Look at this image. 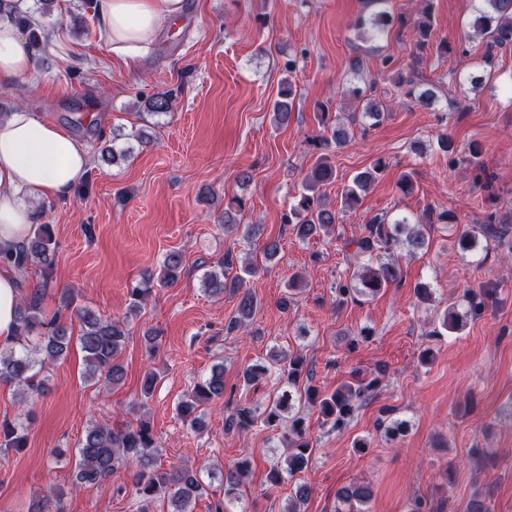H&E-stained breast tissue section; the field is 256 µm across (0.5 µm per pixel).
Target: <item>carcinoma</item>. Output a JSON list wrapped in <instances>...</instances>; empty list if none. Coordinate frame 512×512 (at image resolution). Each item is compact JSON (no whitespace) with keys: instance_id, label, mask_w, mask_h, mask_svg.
<instances>
[{"instance_id":"1","label":"carcinoma","mask_w":512,"mask_h":512,"mask_svg":"<svg viewBox=\"0 0 512 512\" xmlns=\"http://www.w3.org/2000/svg\"><path fill=\"white\" fill-rule=\"evenodd\" d=\"M391 0H366L372 11L359 16L354 28L357 36L363 40L382 38L393 23L409 25L417 55L414 65L406 73H398L394 79L395 87L403 89L404 95L417 104L431 108L439 100L438 91L441 83L423 78L419 68V54L433 44L432 3L420 0V8L411 22L402 17H393L389 10ZM477 14L472 27L475 34L487 37L483 62L493 64L494 57L500 52L512 51V0H479ZM364 86L354 87L349 93L361 102V111L349 114L348 123L329 120L326 110L320 112V122L324 131L331 135L321 139V145L329 149L339 148L349 141L348 127L359 124L361 128L377 125L385 115L380 102L374 98L376 79L363 80ZM294 93L290 79L285 78L280 84L278 98L273 103L275 122L285 126L292 112V103L287 101ZM173 95L170 92L157 93L147 101V108L163 114L171 110ZM437 148L448 155V164L457 163L454 141L443 132L436 138ZM385 168V161L376 160L369 169L357 173L343 195L344 208H354L361 201L362 194L373 185L377 174ZM335 176L328 154L321 155L303 182V192L291 206L287 222L293 225L298 238L308 239L320 233H326L339 221L338 213L327 208L318 194L319 186ZM504 232L495 224V215L490 214L481 224L462 231L459 245L463 250L472 249L478 237L485 241L501 242ZM355 246L354 256L361 264V269L354 279L336 285V304L342 305L358 296L374 297L386 288L396 285L401 279L399 260H383L393 249L407 245V256L413 257L417 252L428 247L424 233L409 232V220L406 217L390 220L385 215L374 216L364 225L361 237L350 241ZM3 260L20 271L30 266H39L43 274H49L55 265V247L51 226L40 224L34 235L26 239L14 252L3 256ZM184 268V257L180 251L166 254L154 280L130 291L128 314L141 312L153 285L162 288L174 285ZM258 266L247 264L234 267L233 258L225 256L218 268L205 274L207 291L221 295L229 289L240 295L235 314L228 323L227 330L243 329L253 320L258 302L255 294L247 287L249 279L256 277ZM492 295L483 291L467 293L464 301L465 313L456 308H447L442 313L443 331L461 330L464 319L478 318L489 306ZM43 294L35 292L20 298L17 310V326L12 346L0 349V383L14 384L39 394L47 388L51 376L49 365L64 359L70 352L72 340H77L84 354L87 380L106 389L120 385L125 378V371L119 357L128 337L127 321L104 320L93 312L78 308L74 310L79 321L80 334L72 336L68 325L60 321V312L48 313L43 305ZM269 364H253L242 372L245 385H250L263 377L276 375L278 387L286 391L273 393L263 405L239 407L225 419V425L239 428L261 426L277 430L288 449L287 466L274 464L268 474L270 486L276 488L286 478L306 470L312 461V446L308 439L305 419L300 412H287L291 408L292 395L298 396L299 402L319 409L325 421L335 429L347 427L356 412L370 400L381 384L380 376H363L351 374V378L342 383L332 393H321L311 385L313 376L307 369L306 361L301 355L273 352L268 355ZM224 397V367L215 366L211 373L195 382L177 405V415L183 423L195 430L203 428V418L198 410L203 405ZM27 427L24 422L5 420L0 423V454L18 452L27 446ZM78 462L75 481L80 485H95L112 478L118 480L128 476L132 480L134 494L138 498L137 512H150L153 501L163 498L168 501L171 512H190L189 507L196 496L202 494L201 471L198 469L179 468L174 465L164 468L158 463L157 447L152 427L144 421L128 423L121 428L108 424L90 425L79 442ZM246 466L240 463L231 467L224 476V499L214 503L213 512H227L224 500L239 498L238 487L245 475ZM311 489L302 481L293 486L290 501L293 506L286 512H301L295 507L305 502ZM373 495L367 483H352L337 493L340 502L348 505L351 512H367L366 506ZM62 494L48 496L32 501L28 512H64L61 504Z\"/></svg>"}]
</instances>
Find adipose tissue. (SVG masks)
I'll list each match as a JSON object with an SVG mask.
<instances>
[{
	"label": "adipose tissue",
	"mask_w": 512,
	"mask_h": 512,
	"mask_svg": "<svg viewBox=\"0 0 512 512\" xmlns=\"http://www.w3.org/2000/svg\"><path fill=\"white\" fill-rule=\"evenodd\" d=\"M32 0H0V87L32 65V48L16 18ZM185 0H94L98 39L112 56L135 66L163 28L183 14ZM88 143L38 113L20 108L0 118V246L22 244L38 223L40 203L71 198L91 169ZM19 303L17 275L0 265V345L10 344Z\"/></svg>",
	"instance_id": "obj_1"
}]
</instances>
